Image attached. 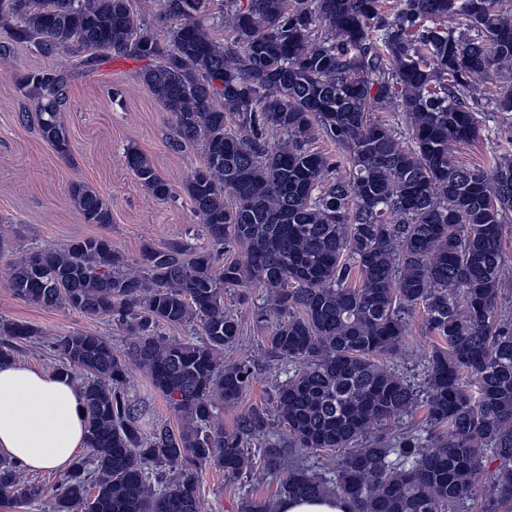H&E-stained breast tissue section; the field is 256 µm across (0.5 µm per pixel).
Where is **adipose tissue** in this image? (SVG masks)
<instances>
[{"label": "adipose tissue", "mask_w": 512, "mask_h": 512, "mask_svg": "<svg viewBox=\"0 0 512 512\" xmlns=\"http://www.w3.org/2000/svg\"><path fill=\"white\" fill-rule=\"evenodd\" d=\"M81 389L66 374L0 364V456L33 471L63 470L85 444Z\"/></svg>", "instance_id": "obj_1"}]
</instances>
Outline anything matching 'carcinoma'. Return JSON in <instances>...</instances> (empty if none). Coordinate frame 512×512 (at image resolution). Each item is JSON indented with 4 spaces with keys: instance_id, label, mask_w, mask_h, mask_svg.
<instances>
[{
    "instance_id": "cac0c4a2",
    "label": "carcinoma",
    "mask_w": 512,
    "mask_h": 512,
    "mask_svg": "<svg viewBox=\"0 0 512 512\" xmlns=\"http://www.w3.org/2000/svg\"><path fill=\"white\" fill-rule=\"evenodd\" d=\"M209 5L163 0L164 46L129 0H0L1 56L30 44L48 57L80 50L89 69L100 50L145 60L141 81L175 117L171 147L200 142L205 152L185 183L205 245L146 243L135 273L105 237L11 263L20 299L108 317L134 337L129 362L94 332L55 342L57 370L84 377L93 453L72 463L51 512H200L201 467L253 473L250 442L265 437L269 414L254 408L231 430L221 417L253 379L249 360L224 363L243 333L224 289L251 287L272 299L255 312L258 323L275 317L267 352L299 363L273 395L290 445L340 451L328 480L267 444L262 474L288 469L284 495L331 493L355 512H459L480 487L481 512H512V318L501 292L512 152L504 146L484 167L452 155L487 122L512 121V86L487 103L481 90L512 68V0H224L221 42L203 24ZM70 78L65 68L19 77L62 156ZM124 161L153 198L171 195L137 147ZM71 201L85 223H112L94 187L74 185ZM226 248L241 257L220 266ZM417 307L432 338L424 400L390 366ZM192 321L199 343L157 333ZM35 335L1 321L0 361ZM131 363L180 429L142 432L126 390ZM419 404L424 431L381 432ZM45 498L44 485L0 458V502Z\"/></svg>"
}]
</instances>
